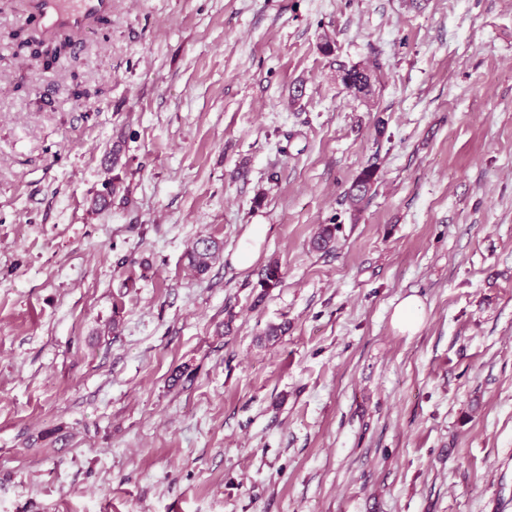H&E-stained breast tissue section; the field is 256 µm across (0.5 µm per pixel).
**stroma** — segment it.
<instances>
[{
  "label": "stroma",
  "mask_w": 512,
  "mask_h": 512,
  "mask_svg": "<svg viewBox=\"0 0 512 512\" xmlns=\"http://www.w3.org/2000/svg\"><path fill=\"white\" fill-rule=\"evenodd\" d=\"M36 2L0 0V512H512V0H109L50 70ZM376 171L374 168L367 167L362 170L354 181L353 186H357V192H349V199L353 210L355 212L360 211V205L364 201V198L370 192L372 185L375 182ZM264 225L254 224L252 225L251 233L247 236L248 240H244V244L238 249L235 255V261L237 264L246 267L253 261L258 247L259 238L263 235ZM219 250L220 243L214 238L199 237L187 255L188 263L198 274H205ZM393 322L404 331H415L421 323V309L414 296L404 299L393 314Z\"/></svg>",
  "instance_id": "obj_1"
}]
</instances>
